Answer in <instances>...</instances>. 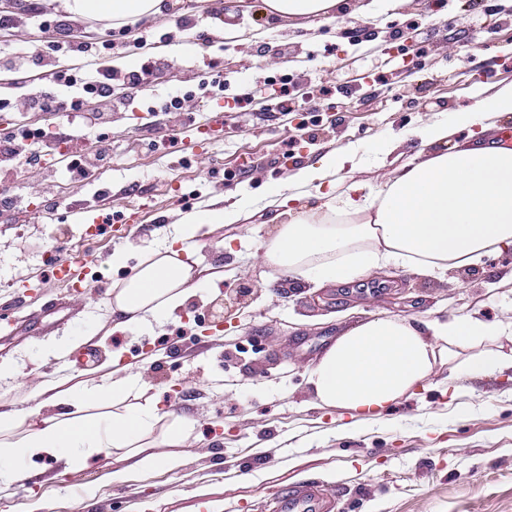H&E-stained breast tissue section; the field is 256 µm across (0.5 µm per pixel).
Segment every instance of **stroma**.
<instances>
[{"label": "stroma", "instance_id": "obj_1", "mask_svg": "<svg viewBox=\"0 0 512 512\" xmlns=\"http://www.w3.org/2000/svg\"><path fill=\"white\" fill-rule=\"evenodd\" d=\"M162 15L133 25L146 53L113 51V69L152 62L146 91L124 89L92 99L86 111L109 122L110 161L98 179L69 177L40 164L0 181V409L22 408L30 389L89 368H57L54 343L93 333L136 402L193 422V446L174 469L121 468L100 453L67 470L34 458L28 475L0 491V512H277V493L319 482L334 512H512V370L448 385L436 372L380 416L353 421L318 406L310 370L348 328L377 316L487 321L512 308V249L449 271L442 279L391 266L346 284L299 289L277 278L260 244L273 209L262 196L299 167L334 149L355 152L359 166L340 173L376 193L379 142L405 137V155L420 148L414 130L426 119L471 107L488 84H512V0H407L390 9L366 0L354 13L277 18L263 0H166ZM0 51L23 55L50 39L40 6L0 0ZM66 52L46 56L0 80V135L18 125L69 129L67 110L30 112L28 95L48 90L49 69L71 65ZM223 93L204 92L211 70ZM284 77L310 109L281 111L266 82ZM187 95L167 112L169 95ZM108 197L112 214L134 224L127 233L94 225L78 204ZM240 202L241 223L202 229L182 252L198 269L220 268L203 296L188 299L142 332L113 329L112 296L100 283L131 274L144 250L170 242L176 213L206 210L216 197ZM47 250L85 255L80 288L57 280ZM127 254L112 264L114 251ZM245 296L222 327L210 304Z\"/></svg>", "mask_w": 512, "mask_h": 512}]
</instances>
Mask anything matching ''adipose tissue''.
I'll list each match as a JSON object with an SVG mask.
<instances>
[{"label":"adipose tissue","mask_w":512,"mask_h":512,"mask_svg":"<svg viewBox=\"0 0 512 512\" xmlns=\"http://www.w3.org/2000/svg\"><path fill=\"white\" fill-rule=\"evenodd\" d=\"M71 16L112 22L152 17L162 0H59ZM512 115V85L491 89L468 109L424 121L416 135L421 151L384 173L376 194L359 184L326 191L329 177L353 156L332 150L298 168L288 187L317 189L318 204L287 207L264 243L265 257L283 277L322 287L348 283L389 264L437 277L512 248V147L497 141H458L461 128L492 130ZM237 204L179 215L176 243L189 244L204 226L236 224ZM209 275L184 263L173 246L151 249L130 277L112 287L115 329L139 331L197 294ZM512 337V315L493 322L464 315L447 322L378 317L339 336L311 370L308 382L319 405L355 415L386 409L448 364L484 377L512 368V354L491 344ZM128 378L103 365L98 382H82L34 407L0 411V487L23 476L27 461L49 456L67 468L82 467L107 449L139 470L175 467L174 451L190 446L186 429L163 425L157 411L125 404Z\"/></svg>","instance_id":"ef3b65f1"}]
</instances>
